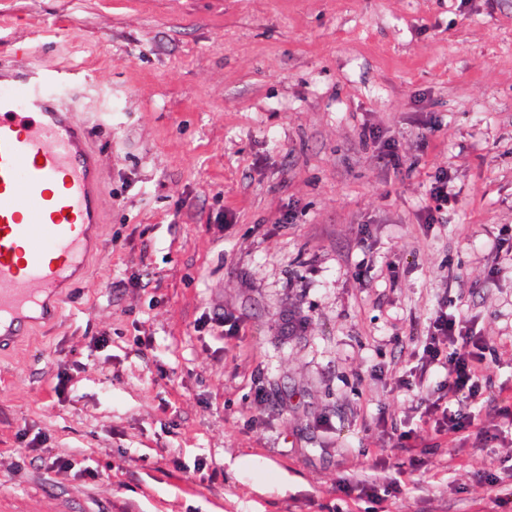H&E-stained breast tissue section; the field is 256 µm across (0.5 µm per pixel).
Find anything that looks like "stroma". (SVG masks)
Returning a JSON list of instances; mask_svg holds the SVG:
<instances>
[{
  "label": "stroma",
  "mask_w": 512,
  "mask_h": 512,
  "mask_svg": "<svg viewBox=\"0 0 512 512\" xmlns=\"http://www.w3.org/2000/svg\"><path fill=\"white\" fill-rule=\"evenodd\" d=\"M0 60L107 202L0 353V512H512V0H0ZM442 305L496 350L451 434Z\"/></svg>",
  "instance_id": "stroma-1"
}]
</instances>
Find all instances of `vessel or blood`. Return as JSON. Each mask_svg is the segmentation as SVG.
<instances>
[{
  "label": "vessel or blood",
  "instance_id": "obj_1",
  "mask_svg": "<svg viewBox=\"0 0 512 512\" xmlns=\"http://www.w3.org/2000/svg\"><path fill=\"white\" fill-rule=\"evenodd\" d=\"M54 67L0 62V345L57 322L101 237L102 164L45 91Z\"/></svg>",
  "mask_w": 512,
  "mask_h": 512
}]
</instances>
